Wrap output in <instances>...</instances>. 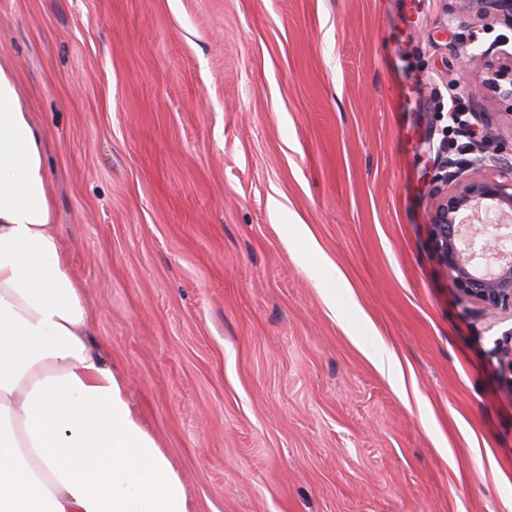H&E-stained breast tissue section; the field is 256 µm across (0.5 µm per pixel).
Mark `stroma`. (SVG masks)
<instances>
[{
    "label": "stroma",
    "instance_id": "1",
    "mask_svg": "<svg viewBox=\"0 0 512 512\" xmlns=\"http://www.w3.org/2000/svg\"><path fill=\"white\" fill-rule=\"evenodd\" d=\"M468 29L445 0H0L92 340L193 512H512V317L429 230L449 97L491 131L471 159L512 147L460 67L512 30ZM495 349L498 360V374L503 389L512 394V330ZM373 363L388 379L399 384L402 382V373L397 358L382 346L374 348L371 355Z\"/></svg>",
    "mask_w": 512,
    "mask_h": 512
}]
</instances>
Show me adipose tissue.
<instances>
[{
  "mask_svg": "<svg viewBox=\"0 0 512 512\" xmlns=\"http://www.w3.org/2000/svg\"><path fill=\"white\" fill-rule=\"evenodd\" d=\"M0 512H191L90 338L42 150L0 65Z\"/></svg>",
  "mask_w": 512,
  "mask_h": 512,
  "instance_id": "adipose-tissue-1",
  "label": "adipose tissue"
}]
</instances>
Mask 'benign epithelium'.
I'll list each match as a JSON object with an SVG mask.
<instances>
[{"mask_svg": "<svg viewBox=\"0 0 512 512\" xmlns=\"http://www.w3.org/2000/svg\"><path fill=\"white\" fill-rule=\"evenodd\" d=\"M448 14L476 20L483 27L512 29V0H448ZM495 56L489 82L512 102V52L483 50L470 61ZM431 235L439 263L461 296L484 315H512V158L497 154L466 175H434ZM503 389L512 394V331L495 349Z\"/></svg>", "mask_w": 512, "mask_h": 512, "instance_id": "7a95c632", "label": "benign epithelium"}]
</instances>
